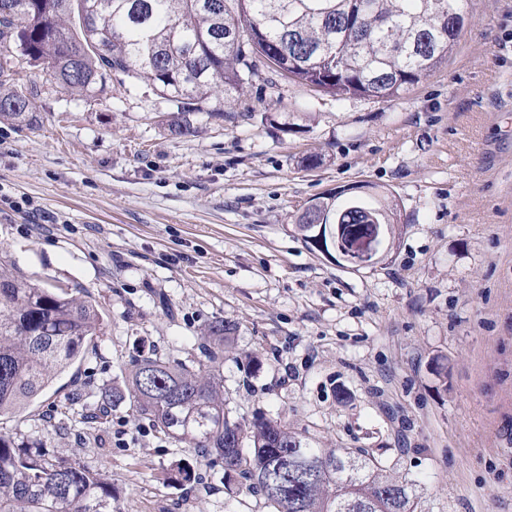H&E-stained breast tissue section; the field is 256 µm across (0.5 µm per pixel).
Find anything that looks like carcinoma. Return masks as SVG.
I'll return each mask as SVG.
<instances>
[{
	"instance_id": "carcinoma-1",
	"label": "carcinoma",
	"mask_w": 512,
	"mask_h": 512,
	"mask_svg": "<svg viewBox=\"0 0 512 512\" xmlns=\"http://www.w3.org/2000/svg\"><path fill=\"white\" fill-rule=\"evenodd\" d=\"M467 0H0V118L27 120L31 96L11 88L13 56L49 72L67 92L87 93L114 72L152 84L180 104L165 126L195 133L190 115L231 113L256 76L252 55L273 71L336 96L395 98L425 80L456 37ZM354 229L373 215L399 221L386 193L318 196L295 228L312 245L323 215ZM102 315L83 291L43 288L0 267V415L23 409L77 360L94 352ZM235 327L208 325L200 357L187 363L155 349L128 361L123 385L104 388L100 411L130 402L178 444L224 464V493L262 497L271 512H417L414 484L373 456L312 448L263 414L232 417L220 366ZM194 473L176 461L167 478ZM0 512H112L102 474L49 457L0 434Z\"/></svg>"
}]
</instances>
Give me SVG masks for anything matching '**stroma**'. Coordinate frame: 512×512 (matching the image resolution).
I'll list each match as a JSON object with an SVG mask.
<instances>
[{"label":"stroma","instance_id":"obj_1","mask_svg":"<svg viewBox=\"0 0 512 512\" xmlns=\"http://www.w3.org/2000/svg\"><path fill=\"white\" fill-rule=\"evenodd\" d=\"M466 11L401 97L339 99L257 58L232 117L196 113L186 137L152 86L115 73L71 94L16 60L35 95L31 120H0V262L85 290L103 332L0 431L105 474L112 512H268L129 407L94 432L53 420L75 390L121 380L139 346L197 356L221 318L237 328L233 415L373 454L415 485L418 512H512V0ZM352 187L391 193L400 214L385 254L357 268L294 224ZM180 458L195 480L164 481Z\"/></svg>","mask_w":512,"mask_h":512}]
</instances>
